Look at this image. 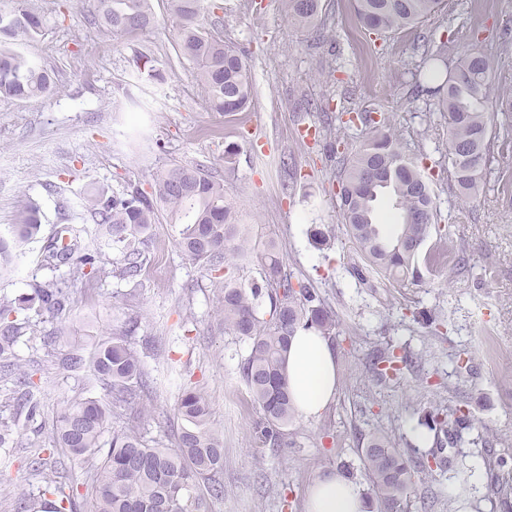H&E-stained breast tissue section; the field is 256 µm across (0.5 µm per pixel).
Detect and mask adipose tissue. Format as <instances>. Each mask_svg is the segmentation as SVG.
<instances>
[{
  "instance_id": "1",
  "label": "adipose tissue",
  "mask_w": 512,
  "mask_h": 512,
  "mask_svg": "<svg viewBox=\"0 0 512 512\" xmlns=\"http://www.w3.org/2000/svg\"><path fill=\"white\" fill-rule=\"evenodd\" d=\"M287 369L288 389L303 417H318L335 401L336 353L327 336L313 329L299 331L288 350ZM305 512H371V506L358 485L327 471L310 483Z\"/></svg>"
}]
</instances>
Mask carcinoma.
Wrapping results in <instances>:
<instances>
[{"instance_id": "1", "label": "carcinoma", "mask_w": 512, "mask_h": 512, "mask_svg": "<svg viewBox=\"0 0 512 512\" xmlns=\"http://www.w3.org/2000/svg\"><path fill=\"white\" fill-rule=\"evenodd\" d=\"M181 56L196 71L209 110L231 114L247 108L252 78L244 54L213 34L202 21L201 0H169ZM445 0H354V12L369 31L395 32L441 9ZM99 24L113 35H133L155 23L151 0H97ZM288 19L310 24L318 16L320 0H286ZM45 18L20 5L0 12V96L25 100L54 91L49 71L14 49L43 32ZM491 61L479 52L462 56L436 87L438 104L448 112V165L459 193H475L494 151L495 143H512V129L493 130L494 114L486 111ZM339 214L369 266L389 279H420L418 259L434 223L431 190L417 163L407 157L390 131L378 129L346 162L340 178ZM392 203L396 228L387 235L375 222L377 203ZM84 206L95 217L96 241L120 252L123 273L139 269L137 245L150 237L160 211L169 223L180 226L178 246L190 259L211 271H224L220 282V316L224 329L249 341L242 364L243 378L263 413L264 436L277 439L293 422L296 408L288 391L287 353L300 328L330 335L339 324L316 292L303 283H292L282 273L281 259L272 246L265 250L262 274L270 291L244 283L231 272L228 255L244 257L249 239L236 222L234 207L226 202L224 183L214 179L201 164L173 162L154 179L146 195L131 191L114 198L96 191L84 197ZM39 208L30 205L16 223L0 234V270L6 271L25 257V246L41 231ZM100 253L86 246L80 231L68 225L55 241L44 247L42 267L51 271L70 265L80 275L94 266ZM70 295L68 282L52 279L35 283L31 292L0 298V369L3 378L26 383L28 374L15 361V348L23 336H39L44 347L56 343L58 328L45 332L32 316L59 318ZM270 303L269 318L260 315L262 297ZM89 364L106 390V398H85L69 404L53 421L49 453L64 449L70 457L91 463L85 494L78 496L48 467V459L33 455V471L44 483L42 499L21 502V512H81V501L90 500L91 512H209L208 500L224 497V439L211 424L210 405L199 391L187 390L178 398L177 412L183 426L172 447L150 446L139 428L112 429L118 410L135 404L149 388L143 379L139 353L123 334H113L96 346ZM377 374L397 370V356L381 352L372 363ZM453 421L436 408L425 425L451 433L469 425L459 408ZM362 466L370 498L377 512H404V496L415 471L406 453L386 435L373 437L362 449Z\"/></svg>"}]
</instances>
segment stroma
Wrapping results in <instances>:
<instances>
[{
  "mask_svg": "<svg viewBox=\"0 0 512 512\" xmlns=\"http://www.w3.org/2000/svg\"><path fill=\"white\" fill-rule=\"evenodd\" d=\"M29 3L47 25L19 50L53 71L57 87L30 100L0 97V230L30 203L42 221L40 239L0 275V297L49 279L42 253L61 226L83 225L93 238L86 192H147L166 164L198 163L223 180L248 227L251 255L236 275L260 280L262 256L275 244L284 273L335 311L339 392L320 417H296L280 445L263 443V416L240 369L248 345L225 333L210 274L180 251L178 227L164 219L141 248L137 276L122 275L121 255L109 251L101 273L72 280L55 354L85 362L34 371L41 409L30 419L16 415L13 386L0 382V428L38 443L71 401L102 398L86 359L98 341L123 332L152 388L146 414L126 409L112 426L133 423L148 444L173 445L179 396L201 390L224 437V496L210 500V512H304L312 479L344 463L366 485L361 450L380 433L433 465L408 489L407 512H512V495L494 492L512 482V149L495 150L477 195L459 194L430 57L443 49L452 67L470 50L486 55L488 109L496 121L511 118L501 102L512 97V0H447L416 26L387 34L365 30L352 0H320L306 26L289 22L283 0H203L207 23L248 54L250 103L229 115L207 108L179 53L168 0H152L155 23L134 37L102 32L93 0ZM142 54L162 80L138 72ZM352 113L394 132L429 179L436 218L426 248L437 261L420 282L367 268L341 222V161L373 135L348 123ZM231 144L238 151L228 158ZM316 227L329 232V244L313 242ZM386 348L410 359L391 380L368 366ZM458 404L469 427L442 444H419L422 416ZM28 454L0 447V512L39 495Z\"/></svg>",
  "mask_w": 512,
  "mask_h": 512,
  "instance_id": "35a3bbf8",
  "label": "stroma"
}]
</instances>
